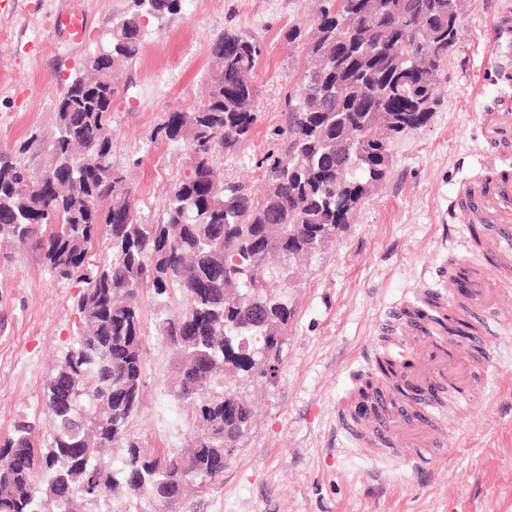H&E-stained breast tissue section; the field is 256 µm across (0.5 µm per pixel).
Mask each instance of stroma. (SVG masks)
<instances>
[{"instance_id":"35a3bbf8","label":"stroma","mask_w":512,"mask_h":512,"mask_svg":"<svg viewBox=\"0 0 512 512\" xmlns=\"http://www.w3.org/2000/svg\"><path fill=\"white\" fill-rule=\"evenodd\" d=\"M494 0H465L448 55L441 97L427 124L392 146L386 179L335 243L315 256L288 288L291 319L270 379L228 384L254 417L223 477L192 489L176 512H512V334L492 343L482 395L448 406V452L427 478L411 469L417 451L384 459L336 430L355 378L383 344L389 309L437 284L466 224L450 209L464 185L483 178L490 151L481 126L489 105L512 89L484 77L485 41ZM130 0H18L0 13V151L17 149L30 129L53 135L56 102L67 81L107 49ZM74 9L88 18L86 40H57L51 16ZM311 0H185L179 13L151 26L140 55L123 67L112 105V158L136 189L142 222L163 217L185 147L159 136L174 112L204 100L215 37L232 30L260 46L255 80L258 120L222 161L224 177L259 189L262 160L286 121V99L306 66L293 26L310 28ZM80 283L56 278L30 252L0 249V440L26 420L40 433L50 421L41 395L56 360L78 331ZM178 295L144 291L143 382L131 434L155 453L186 448L195 428L173 397L174 357L155 333L158 313Z\"/></svg>"}]
</instances>
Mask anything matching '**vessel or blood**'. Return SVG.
<instances>
[{"instance_id":"b4317fda","label":"vessel or blood","mask_w":512,"mask_h":512,"mask_svg":"<svg viewBox=\"0 0 512 512\" xmlns=\"http://www.w3.org/2000/svg\"><path fill=\"white\" fill-rule=\"evenodd\" d=\"M54 26L65 43H82L88 20L78 11L57 14ZM491 76L512 70V55L501 51L496 41H489L486 51ZM496 253L512 249V225L495 224L486 230ZM466 284L465 306L438 288H423L418 298L426 304L425 318L412 323L405 306L388 311L385 332L395 348L387 359L392 364V387L370 390L367 397L373 409L368 420L341 413L336 429L356 443L382 449L384 455H399L406 432L420 435L426 448L424 456L414 460L412 468L426 474L430 457L441 454L447 442L443 409L448 402L472 403L477 397L475 375L491 356L490 339L484 333V320L497 307L512 303V264L461 262L455 268ZM464 323L470 333L459 346L449 328Z\"/></svg>"}]
</instances>
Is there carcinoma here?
Masks as SVG:
<instances>
[{
	"mask_svg": "<svg viewBox=\"0 0 512 512\" xmlns=\"http://www.w3.org/2000/svg\"><path fill=\"white\" fill-rule=\"evenodd\" d=\"M182 2L133 0L116 22L119 36L69 80L56 133L33 129L18 154L0 152V244L82 283L83 324L43 385L48 442L36 447L24 421L0 441V512H73L76 495L96 497L94 466L114 446L126 454L111 486L146 498L153 512H173L186 492L223 476L224 455H234L252 410L236 390H214L217 377L249 375L252 359L279 356L291 310L268 281H288L334 243L389 173L392 144L425 126L459 17L458 0H319L310 37L288 30L292 42L307 38V64L275 131L280 147L265 157L260 195L224 180L221 159L257 121L252 74L261 49L230 30L219 34L207 99L159 128L189 149L165 219L145 224L112 159V75L141 53L150 22L180 12ZM413 59L420 70L410 75L403 68ZM31 150L43 156L38 173L23 159ZM67 158L74 167L57 165ZM102 232L108 256L95 265L90 246ZM145 288L181 297L155 330L173 350V394L198 422L183 453L148 456L128 433L144 387Z\"/></svg>",
	"mask_w": 512,
	"mask_h": 512,
	"instance_id": "1",
	"label": "carcinoma"
}]
</instances>
